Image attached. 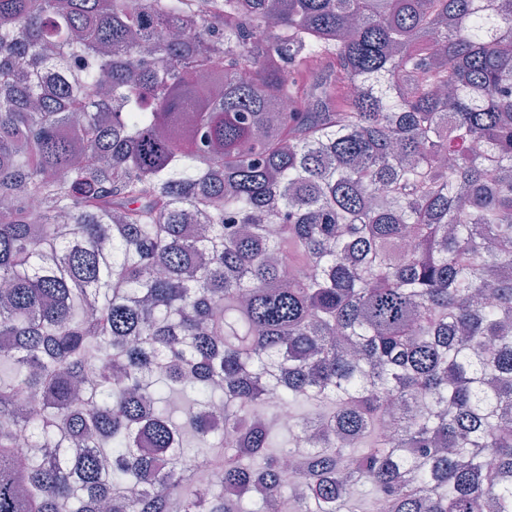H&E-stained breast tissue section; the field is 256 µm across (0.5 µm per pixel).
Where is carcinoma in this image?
Masks as SVG:
<instances>
[{"label":"carcinoma","mask_w":512,"mask_h":512,"mask_svg":"<svg viewBox=\"0 0 512 512\" xmlns=\"http://www.w3.org/2000/svg\"><path fill=\"white\" fill-rule=\"evenodd\" d=\"M0 336V512H512V0H0Z\"/></svg>","instance_id":"1"}]
</instances>
